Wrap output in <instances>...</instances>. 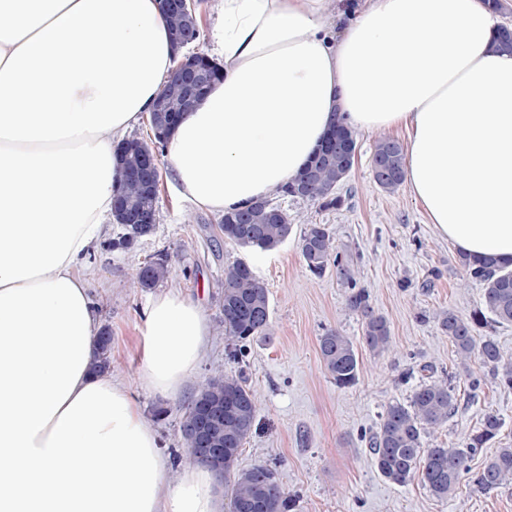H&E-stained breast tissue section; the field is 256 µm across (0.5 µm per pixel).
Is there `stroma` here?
<instances>
[{
	"mask_svg": "<svg viewBox=\"0 0 512 512\" xmlns=\"http://www.w3.org/2000/svg\"><path fill=\"white\" fill-rule=\"evenodd\" d=\"M378 138L375 132L358 133V159L339 190L340 207L325 210L270 193V200L292 217L288 239L270 251L224 243L216 235L218 215L180 198L170 170H163L153 234L130 248L114 249L110 243L121 228L109 224L85 260L84 276L99 324L112 333V374L135 392L174 471L191 463L179 425L197 380L214 368H236L260 403L239 464L275 463L281 486L296 500V512H512V486L485 492L466 477L452 497L441 500L420 481H388L369 452L367 437L385 407L408 402L423 377V365L455 373L461 393L469 375L483 373L476 361L469 370L459 369L434 318L448 308L469 315L480 306L482 290L467 280L458 249L429 223L407 185L392 193L376 185L370 156ZM309 224L333 230L359 286L391 327L388 351L360 349L358 379L349 387L336 386L321 360L318 340L336 329L359 343L362 320L348 308V290L335 274L318 278L306 268L299 243ZM159 253L168 257L167 277L153 288L135 287L139 267ZM236 259L248 263L265 285L273 311L271 339L251 341L237 364L228 358L231 342L219 326L224 265ZM165 290L198 302L210 325L207 353L195 379L174 401L150 393L138 378L145 312L156 292ZM160 408L169 411L162 420L155 417ZM489 410L503 420L501 441L512 443V390L488 381L475 400L461 404L447 426L425 437V446L465 441Z\"/></svg>",
	"mask_w": 512,
	"mask_h": 512,
	"instance_id": "stroma-1",
	"label": "stroma"
}]
</instances>
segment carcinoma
I'll list each match as a JSON object with an SVG mask.
<instances>
[{"mask_svg":"<svg viewBox=\"0 0 512 512\" xmlns=\"http://www.w3.org/2000/svg\"><path fill=\"white\" fill-rule=\"evenodd\" d=\"M170 42H194L200 37L201 22H185L179 14L163 10ZM178 76L173 74L164 85L168 95V111L149 117L152 138L143 142L127 157H120L121 166L136 172L137 181L125 183L129 196L122 216L125 233L112 242V248L126 249L137 240L150 235L155 225L138 223L139 216L158 210L160 171L149 168V156L162 154L171 130L185 111V104L174 91ZM340 148L318 152L311 157L298 176L278 191L295 199L319 204L324 209L338 208L342 198L337 189L349 176L353 160L344 146H358L355 132L344 124L336 127ZM373 178L386 192L393 193L404 180L403 146L391 138L376 141L370 160ZM224 243L239 248L271 250L282 244L292 230L288 210L262 199L244 210L228 212L217 224ZM300 252L308 270L316 277L330 271L349 288L347 305L362 317V343L370 351L382 353L389 348L391 329L387 319L371 306L369 295L357 287L349 264L342 260L335 236L327 224H309L300 239ZM461 266L468 278L483 290L482 306L463 317L452 309L435 315L442 332L448 336L459 365L467 367L476 358L489 369L497 388L512 390V359L506 357L491 336H480V330L493 321L512 324V269L498 265L494 259L472 260L460 255ZM168 273L166 258L158 254L139 268L136 284L152 288ZM224 335L233 342L229 359L243 357L245 343L267 338L272 328L267 289L252 268L242 260L224 264L223 282ZM322 362L339 387H349L358 379L359 356L353 341L335 329L319 338ZM112 343L99 338L93 371L110 368ZM427 380L418 385L406 403L393 402L386 407L381 423L369 436L368 444L379 473L387 480L405 485L419 479L438 499L453 495L467 462L493 441L502 427V419L494 411L486 412L480 426L466 441L449 446L443 443L424 447V438L448 423L458 408V394L449 374L435 376L434 367L424 365ZM255 393L241 373L217 370L201 381L180 425L185 447L222 448L224 454V496L230 512H294L296 503L279 484L275 469L268 464L250 468L239 467L244 445L249 439L258 414ZM483 491L512 484V446L505 444L485 462L474 479Z\"/></svg>","mask_w":512,"mask_h":512,"instance_id":"cac0c4a2","label":"carcinoma"}]
</instances>
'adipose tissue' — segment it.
Segmentation results:
<instances>
[{
	"label": "adipose tissue",
	"instance_id": "adipose-tissue-1",
	"mask_svg": "<svg viewBox=\"0 0 512 512\" xmlns=\"http://www.w3.org/2000/svg\"><path fill=\"white\" fill-rule=\"evenodd\" d=\"M221 0L224 62L167 141L178 192L225 213L296 178L337 122L408 132L404 180L443 237L512 268V51L486 0ZM172 66L161 0H0V512H223L196 463L172 475L128 385L92 374L77 268L112 216L115 147ZM208 320L150 302L139 378L178 398Z\"/></svg>",
	"mask_w": 512,
	"mask_h": 512
}]
</instances>
